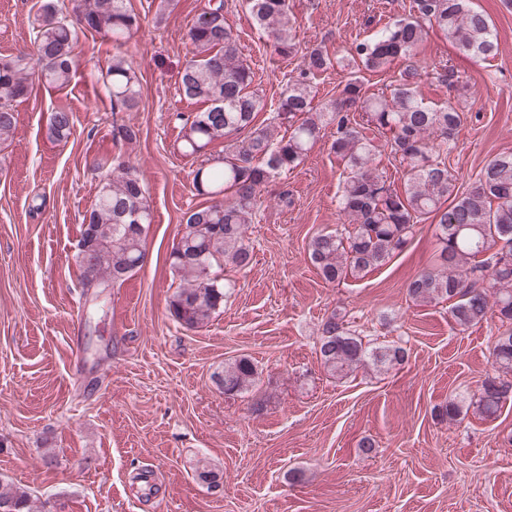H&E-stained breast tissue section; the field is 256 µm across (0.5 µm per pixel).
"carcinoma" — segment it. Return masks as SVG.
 <instances>
[{"mask_svg": "<svg viewBox=\"0 0 512 512\" xmlns=\"http://www.w3.org/2000/svg\"><path fill=\"white\" fill-rule=\"evenodd\" d=\"M255 25L275 50L288 57L296 49V19L288 0H245ZM75 18L63 16L59 0H43L35 17L30 47L0 56V145L16 130L14 104L31 97L33 73L41 84L66 88L72 78L75 50L86 32L112 36L123 44L139 27V17L126 0H74ZM414 15L395 19L372 39L355 43L350 63L372 73L386 74L400 64L392 80L391 98L368 95L358 78L346 81L338 97L313 106L314 80L332 65L328 51L313 46L302 55L289 77L274 116L285 133L274 137L270 125L256 123L261 98L250 90L251 68L239 58L225 0H208L189 25L192 57L179 71L178 89L184 98L205 108L177 114L182 125L181 151L201 158L193 170V187L206 201L185 212L178 247L170 254L173 274L168 311L188 330L203 328L224 305L230 279L215 268L241 272L252 265L253 247L247 225L256 219L262 188L297 167L320 133L334 128L330 151L349 170L342 183L339 209L351 220L342 230L320 233L308 244L311 265L327 283L362 278L383 266L408 244L417 225H435L442 244L440 268L424 271L406 283L409 298L419 304L450 302L449 320L462 329L496 317L509 325L495 337L493 363L506 377L485 381L477 409L492 418L512 399V153L490 160L477 185L456 188L446 154L464 112L450 102L439 108L424 104L418 89L423 71L419 48L431 28L472 58L487 60L498 52L490 18L471 0H413ZM112 109L133 112L142 103L141 80L125 56L112 55L107 68ZM361 110L387 137L390 152L403 166V183L396 188L374 165L370 141L351 112ZM73 113L52 112L48 138L67 140ZM246 133L242 140L232 135ZM223 141L224 153L205 149ZM104 172L94 204L83 216L85 248L74 255L83 287L108 288L125 281L142 264L146 226L152 213L142 179L135 167L95 164ZM319 355L324 367L346 376L360 366L400 364L407 356L401 346L371 347L351 333L345 317L333 313L322 324ZM257 370L241 357L224 366L218 384L226 394L249 390ZM0 507L9 512H36L28 492L0 482Z\"/></svg>", "mask_w": 512, "mask_h": 512, "instance_id": "cac0c4a2", "label": "carcinoma"}]
</instances>
